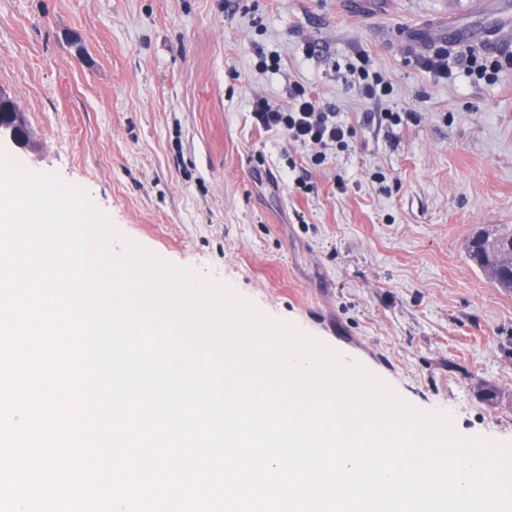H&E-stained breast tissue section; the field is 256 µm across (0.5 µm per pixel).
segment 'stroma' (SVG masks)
Here are the masks:
<instances>
[{"label":"stroma","mask_w":512,"mask_h":512,"mask_svg":"<svg viewBox=\"0 0 512 512\" xmlns=\"http://www.w3.org/2000/svg\"><path fill=\"white\" fill-rule=\"evenodd\" d=\"M489 3L0 0V92L32 137L14 154L163 259L450 412L460 434L510 441L512 292L468 245L512 224V68L490 85L457 64L512 48ZM452 19L476 39L440 79L418 59ZM363 55L390 96L349 86ZM297 86L355 130L321 166L252 118ZM416 104L415 122L378 120Z\"/></svg>","instance_id":"stroma-1"}]
</instances>
